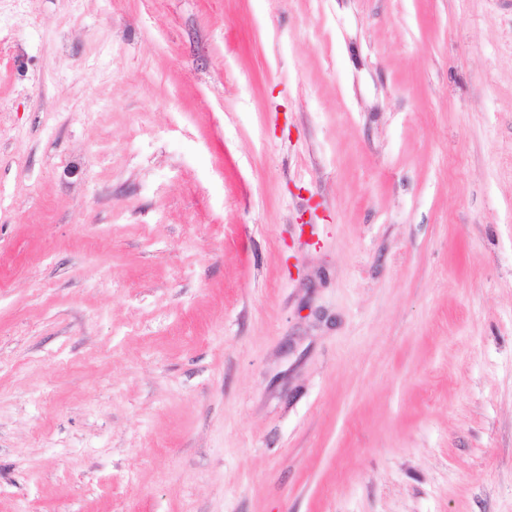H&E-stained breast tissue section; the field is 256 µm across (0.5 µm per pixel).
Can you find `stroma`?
<instances>
[{
	"instance_id": "obj_1",
	"label": "stroma",
	"mask_w": 512,
	"mask_h": 512,
	"mask_svg": "<svg viewBox=\"0 0 512 512\" xmlns=\"http://www.w3.org/2000/svg\"><path fill=\"white\" fill-rule=\"evenodd\" d=\"M0 512H512V0H0Z\"/></svg>"
}]
</instances>
